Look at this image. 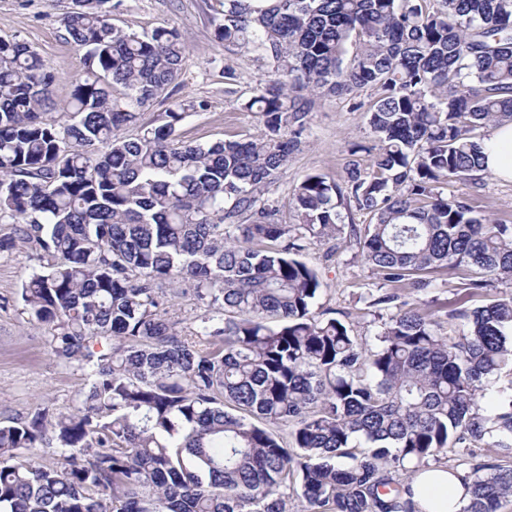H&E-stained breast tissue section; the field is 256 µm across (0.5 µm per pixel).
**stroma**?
<instances>
[{
  "label": "stroma",
  "instance_id": "35a3bbf8",
  "mask_svg": "<svg viewBox=\"0 0 512 512\" xmlns=\"http://www.w3.org/2000/svg\"><path fill=\"white\" fill-rule=\"evenodd\" d=\"M71 0H0V38L26 41L43 58L54 76L49 110L58 122L70 119L67 104L86 70L84 56L65 38L62 18ZM112 22L117 27L148 33L158 27L177 29L188 54L180 78L146 107L140 122L151 128L162 124L175 101H206L208 107L186 115L177 133L181 140L207 144L231 136L260 138V114L244 104L259 94L272 75L263 53L255 47L225 45L214 34L221 19L217 0H112ZM234 80H226L225 69ZM301 144L288 165L268 188L267 197L279 208L280 222L293 221L289 198L306 175L323 173L343 179L351 148L375 147L366 114L351 111L345 99H317L309 114ZM455 195L471 199L478 213L492 214L512 224V182L481 173L477 182L454 184ZM305 259L322 282L317 311L351 314L356 335L373 341L377 327L364 298L377 281L362 261L353 238L341 246L308 241ZM31 250L15 242L0 253V422L26 419L40 410L56 414L75 408L88 379L77 364L57 358L51 351L50 331L31 323L20 297L27 276L37 268Z\"/></svg>",
  "mask_w": 512,
  "mask_h": 512
}]
</instances>
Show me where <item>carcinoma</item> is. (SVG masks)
Listing matches in <instances>:
<instances>
[{"instance_id":"1","label":"carcinoma","mask_w":512,"mask_h":512,"mask_svg":"<svg viewBox=\"0 0 512 512\" xmlns=\"http://www.w3.org/2000/svg\"><path fill=\"white\" fill-rule=\"evenodd\" d=\"M220 5L215 37L261 49L274 75L244 104L263 118L259 139L179 143L178 124L205 108L182 101L125 134L185 46L173 28L115 27L112 0H72L63 18L86 65L69 124L43 112L40 54L0 39V220L36 251L20 292L30 320L88 376L73 410L0 423V512H288L291 491L307 512H416L409 483L449 443L512 447V384L478 402L512 372V293L448 314L456 336L396 304L397 289L435 288L448 269L463 271V296L512 281V224L446 192L482 171L476 130L512 121V0ZM302 90L366 108L378 147L366 165L352 150L341 183H297V223L280 224L263 195L306 129ZM352 205L374 218L351 228L382 281L364 298L380 322L371 345L316 315L321 280L301 259ZM188 291L204 306L189 336L165 308ZM288 423L290 448L274 432ZM40 446L60 463L18 460ZM450 471L461 512L512 497V467Z\"/></svg>"}]
</instances>
